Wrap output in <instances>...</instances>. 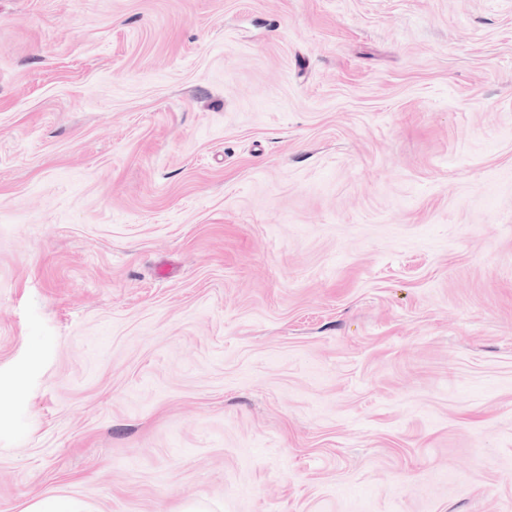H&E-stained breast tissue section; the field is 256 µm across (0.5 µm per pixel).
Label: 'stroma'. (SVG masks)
<instances>
[{"label":"stroma","instance_id":"35a3bbf8","mask_svg":"<svg viewBox=\"0 0 512 512\" xmlns=\"http://www.w3.org/2000/svg\"><path fill=\"white\" fill-rule=\"evenodd\" d=\"M512 512V0H0V512ZM26 512H83L68 497L56 496L32 503Z\"/></svg>","mask_w":512,"mask_h":512}]
</instances>
